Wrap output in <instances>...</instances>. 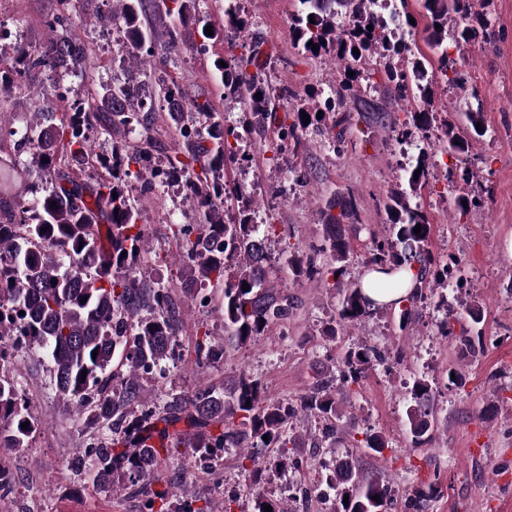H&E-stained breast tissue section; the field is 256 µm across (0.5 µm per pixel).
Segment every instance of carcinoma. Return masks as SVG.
I'll return each mask as SVG.
<instances>
[{
	"mask_svg": "<svg viewBox=\"0 0 512 512\" xmlns=\"http://www.w3.org/2000/svg\"><path fill=\"white\" fill-rule=\"evenodd\" d=\"M115 2L119 8L112 16L124 22L127 42L122 52L130 62L145 64L155 57L158 39L148 23L151 14L177 16L179 24L167 28V51L187 47L180 27L196 0ZM300 2L304 7L290 28L294 44L314 58H337L345 62V70L354 72L333 96L312 97L291 117H279L280 102L296 93L287 87L274 91L259 73H248L249 66L257 65L259 51L255 48L246 58L230 56L223 59L225 66L215 64L224 103L243 104L237 125L224 124L207 99L196 98L188 111L179 110L178 100L185 95L176 84L156 83L151 100L145 102L131 92L128 83L114 80L102 87L93 102L80 99L61 112L47 109L35 113V120L22 134L26 162L0 157V255L9 259V267L0 270V314L12 320L10 325L0 322V339L10 340L17 333L28 345L49 351L57 391L76 414L86 415L116 436L110 443L98 439L85 450V456L94 461L92 480L131 491L141 512H170L171 493L159 484L153 469L182 455L184 448L213 472L224 468V449H238L241 474L251 487L261 484L271 462L300 469L302 461L289 452V448L299 447L294 422L301 416L319 418L322 429L310 438V447H333L344 431L338 397L355 394L371 367L390 359L396 364L403 361L400 352L393 355L361 341L330 358L339 371L338 386L318 379L304 395L291 401L269 397L260 381L246 373L230 385H207L190 397L171 393L161 413L144 394V378L165 367L173 356L180 308L168 288L145 275L144 262L151 251L145 225L140 223L141 201L129 194L130 180L142 181L146 194L167 185L171 177L181 176L186 181L192 223L172 225V235L185 247L190 278L211 287L206 294L198 292L200 305L213 306L224 321V344L216 346L205 338L196 341L197 366L202 369L266 335L271 327L287 321L295 308L294 296L270 276L274 264L266 242L276 235L274 225L254 222V196L228 171L231 164L244 168L240 161L246 154L241 144L263 139L271 126H278V142L272 145L269 158L276 167L285 155H298L310 133L322 144L341 148L355 111L370 123L384 124L390 114L378 103L353 93L352 81L364 74L367 61L384 69L398 97H404L411 87L424 104L431 102L433 89L425 63L415 58L401 60L399 43L384 29L371 0H327L329 8L320 12L307 5L309 0ZM72 6L74 0H57L56 12L47 20L51 36L45 43L32 47L0 42V94L22 87L23 81L43 71L60 81L78 70L88 76L82 68L84 50L70 26ZM422 8L428 18V45L438 54L439 67L446 70L448 25H453L456 45L471 40L472 0H422ZM369 25L373 30L367 29ZM310 42L319 45L318 51L308 46ZM355 48L357 55L352 53ZM166 102L172 105L170 120L177 144L167 165L160 168L153 164L160 142L152 132L155 107ZM304 113L309 116L306 124ZM464 116L465 135L445 125L448 145L461 157V166L450 177L465 186L456 197L462 213L480 203L466 190L474 179L468 156L472 140L487 132L486 127H477L484 123L481 109ZM432 121V113L423 109L407 113L404 126L426 131ZM137 128L142 129L143 138L136 144L126 142V134ZM91 130L115 139L112 155L93 152L88 136ZM70 159L87 162L97 177L89 182L71 176L66 170ZM418 169L421 173L416 176ZM427 186L428 169L421 156L403 183L383 199L387 233L371 234L364 259L368 270L381 274L372 284L381 292L404 287L401 272L418 268L412 291L400 300L398 327L402 330L421 307L448 308V279L464 283L457 257L440 260L430 250L432 225L424 211L412 205V199ZM29 194L34 197L32 204L26 200ZM231 198L240 206L229 216L224 205ZM52 202L56 203L54 209L50 208ZM336 208L337 214L333 213ZM319 216L318 253L325 256L323 263L290 254L285 266L294 281H314L339 295V327L323 331L332 341L338 329L363 322L376 308L359 283L340 281L350 254L348 227L357 220L354 195L348 192L327 200ZM418 224L421 231L416 234ZM245 283L247 291L242 289ZM465 312L468 326L460 334H454L447 322L441 328L445 337L454 338L462 356L473 359L492 341L480 327L482 306L473 302ZM116 362L125 367L117 384L112 370ZM12 366V361H0L1 471L7 468L1 451L28 447L42 425L9 374ZM434 392V381L424 377L415 379L409 391L413 407L407 412V421L416 448L431 441L436 420ZM25 422L28 427L23 430ZM180 422L185 429L176 428ZM356 447L381 455L388 444L369 429ZM312 471L320 479L300 478L292 488V500L307 501L325 484L335 491L333 512H389L398 495L382 480L362 475L353 464L336 470L333 477L317 463ZM440 492L435 484L411 489L403 495L404 512H426L428 502ZM267 504L272 512H291L263 493L253 492L251 512H264Z\"/></svg>",
	"mask_w": 512,
	"mask_h": 512,
	"instance_id": "1",
	"label": "carcinoma"
}]
</instances>
